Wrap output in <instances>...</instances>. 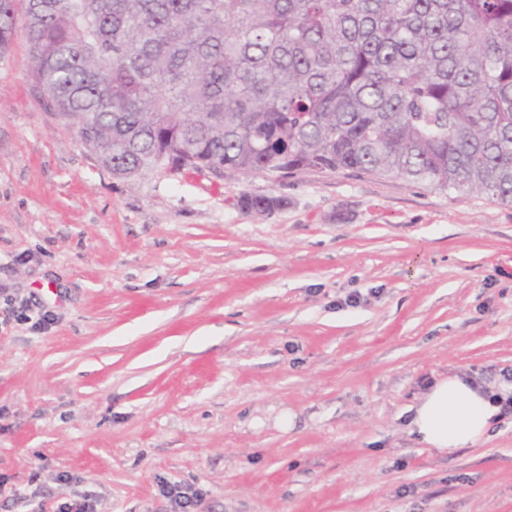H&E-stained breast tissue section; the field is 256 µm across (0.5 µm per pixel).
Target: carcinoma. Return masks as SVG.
<instances>
[{
  "instance_id": "cac0c4a2",
  "label": "carcinoma",
  "mask_w": 512,
  "mask_h": 512,
  "mask_svg": "<svg viewBox=\"0 0 512 512\" xmlns=\"http://www.w3.org/2000/svg\"><path fill=\"white\" fill-rule=\"evenodd\" d=\"M112 174L362 172L512 204V0H0ZM264 217L281 206L245 195Z\"/></svg>"
}]
</instances>
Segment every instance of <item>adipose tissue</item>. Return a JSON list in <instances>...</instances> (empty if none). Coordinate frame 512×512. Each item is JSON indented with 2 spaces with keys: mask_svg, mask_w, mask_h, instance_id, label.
I'll return each instance as SVG.
<instances>
[{
  "mask_svg": "<svg viewBox=\"0 0 512 512\" xmlns=\"http://www.w3.org/2000/svg\"><path fill=\"white\" fill-rule=\"evenodd\" d=\"M411 433L443 453L481 443L498 413L486 396L453 375L441 378L412 407Z\"/></svg>",
  "mask_w": 512,
  "mask_h": 512,
  "instance_id": "obj_1",
  "label": "adipose tissue"
}]
</instances>
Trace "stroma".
Returning a JSON list of instances; mask_svg holds the SVG:
<instances>
[{
	"label": "stroma",
	"mask_w": 512,
	"mask_h": 512,
	"mask_svg": "<svg viewBox=\"0 0 512 512\" xmlns=\"http://www.w3.org/2000/svg\"><path fill=\"white\" fill-rule=\"evenodd\" d=\"M0 59V512H512V415L447 454L433 380L512 373V205L354 171L118 178ZM273 195L266 217L244 195ZM29 301L45 330L9 317ZM70 474L63 485L58 475ZM163 494L167 496L180 512H193L196 499L198 497L196 492L188 491L175 485L163 486Z\"/></svg>",
	"instance_id": "obj_1"
}]
</instances>
